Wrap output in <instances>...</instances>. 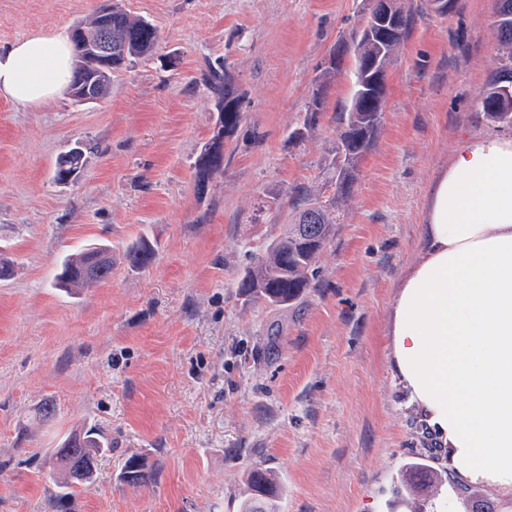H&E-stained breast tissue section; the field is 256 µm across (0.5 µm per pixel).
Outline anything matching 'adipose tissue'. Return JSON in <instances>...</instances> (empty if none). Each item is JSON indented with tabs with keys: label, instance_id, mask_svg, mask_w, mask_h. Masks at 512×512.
Instances as JSON below:
<instances>
[{
	"label": "adipose tissue",
	"instance_id": "ef3b65f1",
	"mask_svg": "<svg viewBox=\"0 0 512 512\" xmlns=\"http://www.w3.org/2000/svg\"><path fill=\"white\" fill-rule=\"evenodd\" d=\"M63 29L0 47V98L39 107L69 85ZM421 253L390 310V365L457 479L512 497V138L459 139L433 182Z\"/></svg>",
	"mask_w": 512,
	"mask_h": 512
}]
</instances>
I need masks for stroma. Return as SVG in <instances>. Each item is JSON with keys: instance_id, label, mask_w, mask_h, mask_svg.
Segmentation results:
<instances>
[{"instance_id": "1", "label": "stroma", "mask_w": 512, "mask_h": 512, "mask_svg": "<svg viewBox=\"0 0 512 512\" xmlns=\"http://www.w3.org/2000/svg\"><path fill=\"white\" fill-rule=\"evenodd\" d=\"M157 28V55L114 73L110 93L30 109L0 99V512H240L245 476L277 473L280 512H507L497 492L412 491L409 466L435 442L394 377L387 336L398 284L420 252L429 189L459 137L497 133L479 94L500 65L493 0H406L413 16L387 73L384 123L338 203L314 288L287 308L239 295L251 256L288 221L291 193L318 189L351 73L300 127L330 53L367 0H123ZM100 0H0V45L71 29ZM226 67L244 119L205 188L195 160L217 131L204 83ZM86 143L83 175L52 181ZM149 240V268L129 244ZM110 244L109 280L55 287L61 258ZM55 419L34 421L43 399ZM109 447L96 480L59 497L45 449L83 424ZM152 485H123L126 458ZM155 253L153 246L146 239H141L133 244L126 253V261L132 266L144 269L154 261Z\"/></svg>"}]
</instances>
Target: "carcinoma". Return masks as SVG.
<instances>
[{
	"instance_id": "carcinoma-1",
	"label": "carcinoma",
	"mask_w": 512,
	"mask_h": 512,
	"mask_svg": "<svg viewBox=\"0 0 512 512\" xmlns=\"http://www.w3.org/2000/svg\"><path fill=\"white\" fill-rule=\"evenodd\" d=\"M393 3L392 22L377 24L375 11L370 9L354 38L334 47L332 54L341 59L347 54L352 55L355 66L352 72L353 92L347 110L340 113L341 131L331 172L317 193L302 195V208L296 211L295 222L285 225L283 233L266 246L264 253L251 259L237 282L239 293L271 307L284 308L297 303L313 287L320 256L336 237V200L350 193L357 177V164L371 148L382 125L387 71L403 44L409 25L405 6L400 0H393ZM494 24L502 52L501 65L480 95V107L496 122L512 129V0H495ZM104 31L112 36L110 58L89 53L88 45ZM71 38L81 63V67L73 69L71 83L76 84L82 79L94 80V93L98 99L109 91L113 72L152 56L159 43L155 26L145 18L131 16L116 0L105 17L94 15L88 21L74 25ZM342 71L340 62L323 69L319 89L308 102L303 127L294 131L292 137L302 138L318 125L324 111L323 90ZM203 80L218 97L219 130L223 138H230L243 120L239 109L241 93L226 70L211 68L204 73ZM82 160L84 157L81 155L59 157L55 182L62 181L64 175L73 170V165ZM195 169L197 186L203 187L213 175L224 169V154L212 155L209 150H204L196 161ZM305 223L309 231L297 232V225ZM100 251L111 253L109 245L91 243L62 259L54 271L56 286L65 289L87 287L110 279L111 261L100 273L84 275L87 263ZM154 257L153 246L144 238L126 253V261L139 269L150 266ZM106 447L108 442L99 430L90 427L68 434L57 447L47 449L48 464L57 471L59 488L71 490L92 485L98 455ZM154 479L152 467L138 456L127 459L120 474V481L132 487L148 486ZM409 483L431 486L429 465L414 463ZM282 490V483L272 471L261 467L249 471L248 496L242 512H278Z\"/></svg>"
}]
</instances>
